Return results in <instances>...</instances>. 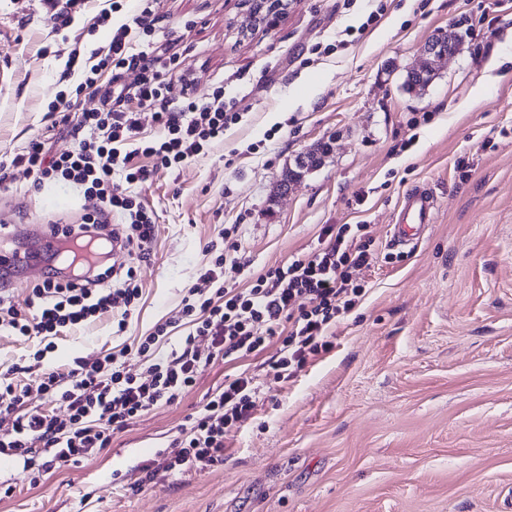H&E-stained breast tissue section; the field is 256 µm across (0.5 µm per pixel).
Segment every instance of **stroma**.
I'll return each mask as SVG.
<instances>
[{
    "mask_svg": "<svg viewBox=\"0 0 512 512\" xmlns=\"http://www.w3.org/2000/svg\"><path fill=\"white\" fill-rule=\"evenodd\" d=\"M243 2L156 0L160 35L197 67V96L223 86L245 114L204 155L134 186L157 228L125 330L102 319L39 359L36 343L0 333V368L23 366L31 384L165 322L172 339L186 335L185 290L228 224L240 225L253 274L306 254L329 224L365 225L382 257L359 272L365 292L332 349L293 378L274 380V342L216 363L99 456L36 482L1 472L14 492L0 512H512V0L491 33L479 0H385L369 28L375 0H292L272 28L250 25ZM110 4L92 0L58 31L45 0H0V156L51 125L48 103L82 80L56 49L78 32L83 51L105 46L111 27L91 25ZM450 29L458 54L424 90H406L425 43ZM319 43L336 50L311 59ZM326 140L320 165L278 194L296 158ZM416 186L434 192L436 222L414 249L392 247L394 213ZM93 206L70 185L34 188L21 166L0 185V225H76ZM242 372L265 393L228 432L223 464L133 490L206 394Z\"/></svg>",
    "mask_w": 512,
    "mask_h": 512,
    "instance_id": "stroma-1",
    "label": "stroma"
}]
</instances>
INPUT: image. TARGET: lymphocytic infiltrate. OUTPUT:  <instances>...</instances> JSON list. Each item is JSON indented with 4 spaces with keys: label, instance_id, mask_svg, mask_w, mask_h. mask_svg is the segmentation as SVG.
Instances as JSON below:
<instances>
[{
    "label": "lymphocytic infiltrate",
    "instance_id": "obj_1",
    "mask_svg": "<svg viewBox=\"0 0 512 512\" xmlns=\"http://www.w3.org/2000/svg\"><path fill=\"white\" fill-rule=\"evenodd\" d=\"M154 0L140 6L112 34L105 48L80 59L71 50L67 66L81 65L83 79L74 93H58L48 105L77 141L74 151L53 154L46 135L32 138L12 160H0V183L12 165L26 166L34 187L68 182L98 201L78 225H58L62 239L85 238L109 228L113 213L121 226L133 262L126 269L96 266L82 283L48 276L36 284L24 307L9 292L0 291V332L23 341L45 344L60 335L84 329L111 315L128 317L142 297L136 265L150 261L155 238L151 209L137 202L129 188L159 173L183 166L223 140L240 122L238 99H225L223 87L214 88L207 102L193 94L194 72L180 55L157 39ZM133 69L137 78L123 84L120 72ZM183 86L180 102L169 97L170 83ZM102 95L100 110L80 108L83 92ZM152 110L160 137H141L137 111ZM240 227L224 230V249L187 288L182 316L191 329L169 354L158 346L168 336L166 325L140 337L136 352L148 366L145 377L128 374L119 354L76 360L65 369H48L37 379L41 403L29 406V389L15 378L18 366L0 371V425L11 428L9 440H0V457H17L26 469L45 472L52 465L74 466L108 448L114 432L161 405L178 402L203 371L215 361L236 354L263 351L271 340L279 348L269 366L275 379L285 381L308 361L332 347L331 330L337 319L356 305L364 288L354 274L378 259L359 240L361 229L349 224L327 225L318 245L305 255L267 268L250 277L247 287L224 277L225 269H240L237 257ZM305 305H297V298ZM210 341L208 352L198 337ZM262 394L254 377L241 373L226 379L204 404L188 417L178 437L158 459L142 468L141 483L159 473L184 474L224 461L228 428L248 419ZM47 461H40V453Z\"/></svg>",
    "mask_w": 512,
    "mask_h": 512
}]
</instances>
